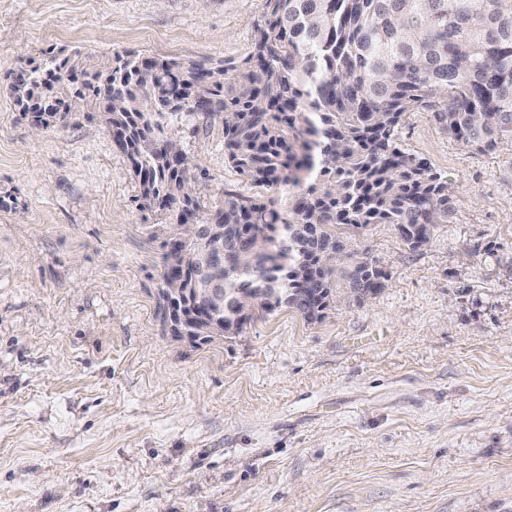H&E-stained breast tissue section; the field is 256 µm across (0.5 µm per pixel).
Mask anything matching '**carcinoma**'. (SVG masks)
<instances>
[{
    "instance_id": "obj_1",
    "label": "carcinoma",
    "mask_w": 512,
    "mask_h": 512,
    "mask_svg": "<svg viewBox=\"0 0 512 512\" xmlns=\"http://www.w3.org/2000/svg\"><path fill=\"white\" fill-rule=\"evenodd\" d=\"M252 64L234 84L224 68L158 61L134 51L91 65L49 53L16 74L11 92L36 128L96 112L125 153L141 204L169 215L157 307L165 332L190 341L238 336L258 307L318 319L332 299L343 244L334 225L390 224L412 249L448 220V182L405 152L395 130L434 113L448 135L492 152L512 144V0H267ZM221 119L224 156L241 175L294 189L288 207L227 193L203 217L196 161L166 133L172 123ZM199 224V238L185 237ZM224 243V302L199 315L202 253ZM349 294L384 288L368 256L352 261Z\"/></svg>"
}]
</instances>
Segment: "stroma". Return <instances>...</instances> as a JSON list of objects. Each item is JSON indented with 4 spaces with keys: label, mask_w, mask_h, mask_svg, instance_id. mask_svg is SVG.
Here are the masks:
<instances>
[{
    "label": "stroma",
    "mask_w": 512,
    "mask_h": 512,
    "mask_svg": "<svg viewBox=\"0 0 512 512\" xmlns=\"http://www.w3.org/2000/svg\"><path fill=\"white\" fill-rule=\"evenodd\" d=\"M266 0H0V512H512V149L465 147L412 112L400 146L451 186L409 249L335 233L320 319L257 314L194 345L157 317L169 217L140 206L97 113L35 131L9 85L45 53L133 49L247 65ZM207 214L231 192L287 205L224 159L216 120L171 124ZM384 273L376 262L368 256H360L352 261L347 279L349 294L356 301H364L384 287Z\"/></svg>",
    "instance_id": "35a3bbf8"
}]
</instances>
